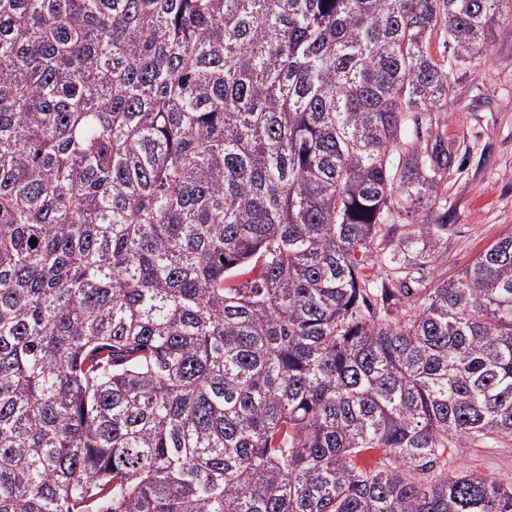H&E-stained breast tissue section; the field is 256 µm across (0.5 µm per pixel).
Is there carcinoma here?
Wrapping results in <instances>:
<instances>
[{"instance_id":"cac0c4a2","label":"carcinoma","mask_w":512,"mask_h":512,"mask_svg":"<svg viewBox=\"0 0 512 512\" xmlns=\"http://www.w3.org/2000/svg\"><path fill=\"white\" fill-rule=\"evenodd\" d=\"M504 21L0 0V512H512L452 468L512 442V233L408 285L421 116Z\"/></svg>"}]
</instances>
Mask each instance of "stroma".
Instances as JSON below:
<instances>
[{"label":"stroma","instance_id":"1","mask_svg":"<svg viewBox=\"0 0 512 512\" xmlns=\"http://www.w3.org/2000/svg\"><path fill=\"white\" fill-rule=\"evenodd\" d=\"M448 150V226L431 243L420 275L429 283L456 275L499 238L512 233V25H495L487 48L435 121H423L421 143ZM458 468L512 482V445L462 449Z\"/></svg>","mask_w":512,"mask_h":512}]
</instances>
